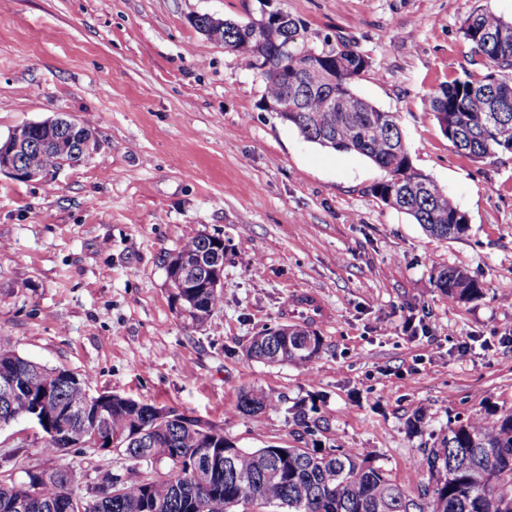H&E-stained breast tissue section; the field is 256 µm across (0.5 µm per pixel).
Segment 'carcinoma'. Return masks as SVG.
Returning a JSON list of instances; mask_svg holds the SVG:
<instances>
[{"instance_id": "obj_1", "label": "carcinoma", "mask_w": 512, "mask_h": 512, "mask_svg": "<svg viewBox=\"0 0 512 512\" xmlns=\"http://www.w3.org/2000/svg\"><path fill=\"white\" fill-rule=\"evenodd\" d=\"M508 21L483 9L462 23L464 39L476 48L469 64L476 70L440 85L430 99L431 111L453 146L476 158L499 150L500 140L512 141V43L486 47L484 34ZM207 37L234 45V52L254 67L270 64L264 75L265 98L277 99L298 75L300 112L288 117L308 141L335 151L359 153L386 173L372 193L382 202L409 214L428 234L443 240L464 235L462 210L436 182L415 167L397 116L359 97L355 80L370 65L357 46L339 42L318 52V67L302 68V55L314 50L305 28L294 19L288 26L268 25L255 32L230 20L208 24ZM288 43V55L276 46ZM333 92L347 106L334 112L325 93ZM32 142L19 158L20 165L50 173L57 169L60 153L41 148L58 136L39 122L25 127ZM196 265L197 287L184 288L175 261ZM224 265V239L199 234L185 240L169 257L167 275L179 314L191 324L204 325L222 302L220 290L209 287L212 267ZM434 287L461 302L477 298L476 279L458 268L438 267ZM318 333L306 322L280 324L252 337L244 349L247 358L265 364L305 365L320 354L310 350L308 339ZM51 388L54 417H40L42 430L59 418L66 430L44 441L41 452L61 459L79 444L107 450L120 444L119 453L129 461L125 477L103 472L77 497L70 485L74 470L67 464L51 471L26 472L20 482L0 476V512H250L276 506L283 512H407L409 496L380 466L365 455L340 448H238L214 424L176 410H167L164 426L154 425L160 408L110 394L93 396L84 380L68 370L47 367L18 354L0 336V428L30 418L32 408L46 388ZM281 399L261 388H250L239 398L238 410L249 416L277 409ZM294 420L314 437L319 420L305 409ZM80 430L83 439L71 438ZM166 461L170 469L156 479L143 467ZM432 483L413 501L415 512H512V495L494 486L512 487V412L497 419L457 420L448 426L440 447L417 463Z\"/></svg>"}]
</instances>
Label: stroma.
<instances>
[{
	"instance_id": "35a3bbf8",
	"label": "stroma",
	"mask_w": 512,
	"mask_h": 512,
	"mask_svg": "<svg viewBox=\"0 0 512 512\" xmlns=\"http://www.w3.org/2000/svg\"><path fill=\"white\" fill-rule=\"evenodd\" d=\"M310 45L355 43L371 61L358 95L395 113L414 165L469 218L456 239L429 236L371 194L384 173L353 152L306 141L263 108L265 79L192 20L246 23L258 0H0V138L65 114L91 130L93 156L44 180L0 174V336L22 356L118 394L217 425L237 447L309 443L292 418L312 406L322 446L368 454L410 497L429 475L414 463L450 423L512 410V151L480 160L441 132L429 98L464 76L463 20L512 0H272ZM207 233L224 240L223 301L208 323L178 313L169 255ZM262 259L260 275L250 266ZM469 272L460 302L431 273ZM319 293L307 367L265 365L243 348L285 323L291 293ZM280 409L248 417L243 390ZM423 410L418 431L409 417ZM43 434L0 429V471L57 467ZM81 496L116 452L71 449ZM431 278L441 293L461 302L471 301L481 293L478 281L458 268L438 267Z\"/></svg>"
}]
</instances>
